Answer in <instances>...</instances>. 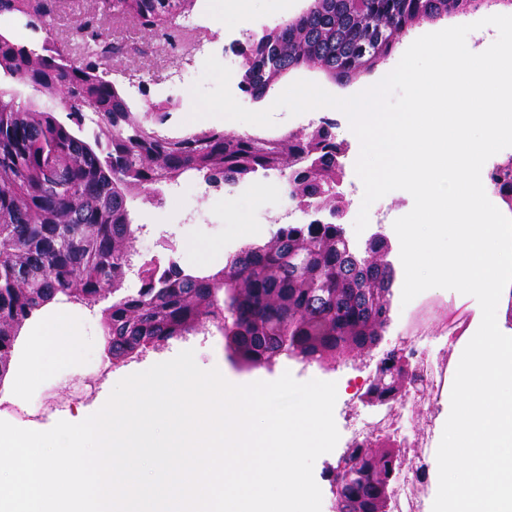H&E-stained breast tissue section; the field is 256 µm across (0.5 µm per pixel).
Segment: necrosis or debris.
<instances>
[{"instance_id": "1", "label": "necrosis or debris", "mask_w": 512, "mask_h": 512, "mask_svg": "<svg viewBox=\"0 0 512 512\" xmlns=\"http://www.w3.org/2000/svg\"><path fill=\"white\" fill-rule=\"evenodd\" d=\"M423 317V312H416L410 324V336L403 338L400 343L410 368L405 398L387 404L384 414L373 421L372 428L368 431L359 427L356 413L351 412L344 416L349 447L367 448L370 447L372 440L383 436L392 439L397 447L412 448L416 451L415 456L405 461L407 476L398 480L391 489L388 512H416L414 508L416 491L419 485L425 482L430 467L427 456L420 452L424 445L423 438L418 434H406L402 431L408 401H419L438 393L445 383L443 374L435 369L431 361L432 355L427 345L429 342H436L437 354L440 358H447L449 339L458 338L468 324L466 315L459 308L449 307L448 336L432 339L423 327Z\"/></svg>"}]
</instances>
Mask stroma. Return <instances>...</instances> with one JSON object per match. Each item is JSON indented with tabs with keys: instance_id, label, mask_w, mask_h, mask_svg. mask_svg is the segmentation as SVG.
Instances as JSON below:
<instances>
[{
	"instance_id": "obj_1",
	"label": "stroma",
	"mask_w": 512,
	"mask_h": 512,
	"mask_svg": "<svg viewBox=\"0 0 512 512\" xmlns=\"http://www.w3.org/2000/svg\"><path fill=\"white\" fill-rule=\"evenodd\" d=\"M311 0H252L249 8L247 27H240L236 17L229 16L223 25H211L201 29L198 36V54L215 56L227 64H241L240 44L244 31H258L262 27H272L284 20L292 19L308 8ZM487 10L466 11L450 18L424 20L414 24L403 34L400 43L388 60L373 71L363 73L348 83L334 82L323 71L300 67L290 71L269 91L265 100L258 101L244 92L238 85H231L230 91L244 108L262 111L293 82L303 79L315 82L327 92L337 97L353 96L374 85L386 76L400 61L402 55L418 37L431 30H442L451 26L470 24L487 17ZM114 38L131 43L135 51L130 55L108 61V72L117 74V86L122 90L127 102L136 110H145L149 105L174 102L168 125L174 130L193 128L190 118L192 104L182 102L174 83L176 75L192 70V60L182 59L149 30H142L128 21L114 20L109 24ZM336 122V133L348 144L343 160V190L349 200V207L343 219L346 236L355 250H362L370 235L375 232L389 233L391 224L407 213L414 205L411 195L403 190H394L376 200L369 208V223L364 232H356L354 222L363 199V183L355 171L360 143L351 131L349 121L339 110L323 107L301 115H289L287 110L274 113L275 126L270 127L273 135L298 131L321 118ZM267 176L252 178L239 190L228 194L227 202L242 212L247 223L270 233L269 219L283 213L289 214L295 224L308 223V215L302 212L287 213V199L282 193L262 195L261 202H254L255 194H261L262 187L269 184ZM128 207L134 223L142 230L135 241V250L145 258L161 254L162 241H170L175 247V259L188 272L222 266L227 255L243 247L238 227L228 213L211 214L205 208L203 199L181 195L178 186L164 188L161 201L155 202L139 196L130 199ZM192 242H216L222 247L221 253L202 255L188 248ZM71 310L82 327L85 340L78 348L73 364L48 373L33 390L27 411L28 422L49 425L59 421L75 409L92 407L100 395L123 377L134 371L139 362L160 363L175 357L184 350H194L198 365L209 366L215 363L228 364L224 350V337L213 325H206L199 333L184 339L170 340L164 347L148 350L142 360H129L112 363L105 353V341L101 313L81 305H72ZM410 314L401 304H393L391 321L378 349L362 355L348 356L347 361L374 371L378 359L385 350L395 346L405 336Z\"/></svg>"
}]
</instances>
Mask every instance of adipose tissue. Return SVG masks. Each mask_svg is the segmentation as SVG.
I'll list each match as a JSON object with an SVG mask.
<instances>
[{"label":"adipose tissue","instance_id":"adipose-tissue-1","mask_svg":"<svg viewBox=\"0 0 512 512\" xmlns=\"http://www.w3.org/2000/svg\"><path fill=\"white\" fill-rule=\"evenodd\" d=\"M83 340L81 328L62 308L41 309L19 336L20 359L4 382L0 398L24 405L35 386L54 367L70 361Z\"/></svg>","mask_w":512,"mask_h":512}]
</instances>
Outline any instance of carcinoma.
<instances>
[{
  "label": "carcinoma",
  "mask_w": 512,
  "mask_h": 512,
  "mask_svg": "<svg viewBox=\"0 0 512 512\" xmlns=\"http://www.w3.org/2000/svg\"><path fill=\"white\" fill-rule=\"evenodd\" d=\"M44 26H53L54 0H17ZM101 15L161 33L171 49L181 44L174 20L194 0H99ZM460 0H313L297 17L241 44L240 87L264 99L288 71L300 66L347 82L384 63L404 31L421 19L448 15ZM55 47L71 65L61 70L35 60L21 43L0 42V73L38 86L43 98L63 93L74 111L61 115L0 93V355L15 352L21 330L49 303L81 299L93 310L112 289V314L103 325L112 356L146 352L198 333L207 322L223 335L228 357L248 369L272 367L278 358L321 360L333 350L353 352L386 331L395 270L388 238H369L364 252L386 257L367 265L350 247L336 196L347 145L336 122L322 119L281 136L232 134L217 126L167 131L174 104L131 109L122 91L103 77L107 60L127 52L99 22L73 31ZM371 66L360 69L363 54ZM95 115L87 136L84 113ZM276 173L288 198L315 216L283 224L262 243L246 245L223 267L189 273L173 257L134 264L133 223L127 199L157 197L161 187L199 178L229 189L258 174ZM488 179L512 198V165L496 166ZM141 286L125 290L130 273ZM391 461L351 454L338 472L362 481L374 468L388 475Z\"/></svg>",
  "instance_id": "1"
}]
</instances>
